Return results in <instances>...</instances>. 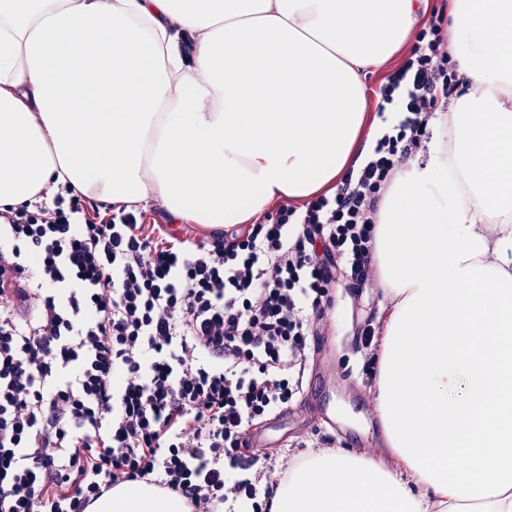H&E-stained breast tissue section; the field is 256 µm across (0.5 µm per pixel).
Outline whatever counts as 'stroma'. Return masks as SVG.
Returning <instances> with one entry per match:
<instances>
[{"label": "stroma", "instance_id": "35a3bbf8", "mask_svg": "<svg viewBox=\"0 0 512 512\" xmlns=\"http://www.w3.org/2000/svg\"><path fill=\"white\" fill-rule=\"evenodd\" d=\"M332 302L314 338L313 357L302 390L278 421H264L277 464H297L311 456L309 442L332 439L334 447L396 467L377 412V370L354 337L353 300L345 284L331 290Z\"/></svg>", "mask_w": 512, "mask_h": 512}]
</instances>
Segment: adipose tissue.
<instances>
[{
	"label": "adipose tissue",
	"instance_id": "1",
	"mask_svg": "<svg viewBox=\"0 0 512 512\" xmlns=\"http://www.w3.org/2000/svg\"><path fill=\"white\" fill-rule=\"evenodd\" d=\"M428 0H0V209L51 186L245 224L356 169L370 68ZM462 81L383 190L377 410L394 472L314 455L272 512H512V0H448ZM193 41L190 55L182 36ZM144 483L92 512H188Z\"/></svg>",
	"mask_w": 512,
	"mask_h": 512
}]
</instances>
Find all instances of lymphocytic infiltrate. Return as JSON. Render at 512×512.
<instances>
[{
	"label": "lymphocytic infiltrate",
	"instance_id": "lymphocytic-infiltrate-1",
	"mask_svg": "<svg viewBox=\"0 0 512 512\" xmlns=\"http://www.w3.org/2000/svg\"><path fill=\"white\" fill-rule=\"evenodd\" d=\"M441 22L380 82L395 118L332 195L205 238L68 188L0 209V512H88L134 482L190 512H269L287 475H250L247 429L298 393L331 285H374L380 191L458 87Z\"/></svg>",
	"mask_w": 512,
	"mask_h": 512
}]
</instances>
